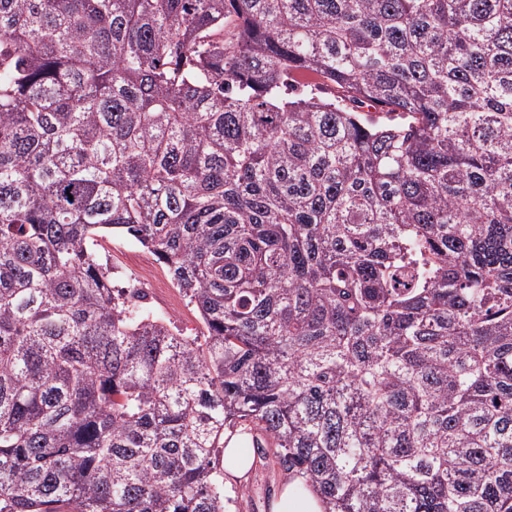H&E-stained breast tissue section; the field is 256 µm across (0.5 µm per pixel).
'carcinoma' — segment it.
Wrapping results in <instances>:
<instances>
[{"label":"carcinoma","mask_w":512,"mask_h":512,"mask_svg":"<svg viewBox=\"0 0 512 512\" xmlns=\"http://www.w3.org/2000/svg\"><path fill=\"white\" fill-rule=\"evenodd\" d=\"M236 429L326 512H512V0H0V512H225ZM97 249L118 288L130 292L136 283L144 293L141 301L170 324L175 333L201 336L204 331L198 313L173 284L167 270L128 238L106 236L98 239Z\"/></svg>","instance_id":"carcinoma-1"}]
</instances>
